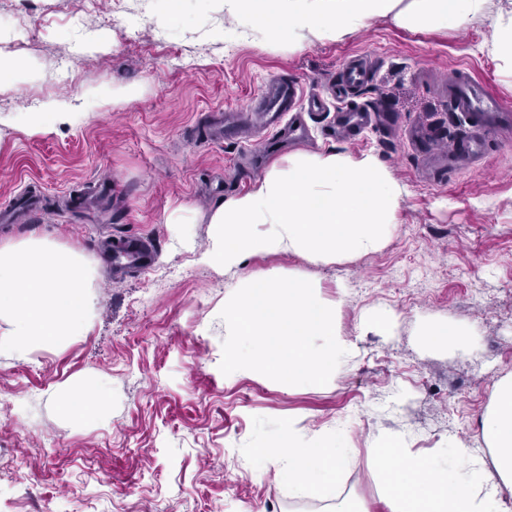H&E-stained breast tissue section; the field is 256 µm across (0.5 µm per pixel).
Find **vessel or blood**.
I'll return each mask as SVG.
<instances>
[{"mask_svg": "<svg viewBox=\"0 0 512 512\" xmlns=\"http://www.w3.org/2000/svg\"><path fill=\"white\" fill-rule=\"evenodd\" d=\"M366 77V69L360 60H350L332 84L331 96L336 97L337 101H344L354 89L365 83ZM444 89L454 109L473 119L467 135L455 142L449 153L451 166L458 167L463 161L478 155L488 135L512 129V109L463 78L452 77ZM327 99L319 94L306 93L298 81L277 80L249 101L240 112L212 113L208 134L212 137L224 136L225 132L234 128L238 118L244 117L250 123L259 125L273 138L277 136L278 128L285 118L300 122L301 117L297 113L299 107H307L311 112H323L327 109ZM154 251V244L149 238L127 237L114 246L112 265L117 269H144L150 265Z\"/></svg>", "mask_w": 512, "mask_h": 512, "instance_id": "obj_1", "label": "vessel or blood"}]
</instances>
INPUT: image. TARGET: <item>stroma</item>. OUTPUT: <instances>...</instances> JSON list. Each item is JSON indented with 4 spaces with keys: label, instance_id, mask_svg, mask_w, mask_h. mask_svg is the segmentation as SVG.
I'll list each match as a JSON object with an SVG mask.
<instances>
[{
    "label": "stroma",
    "instance_id": "obj_1",
    "mask_svg": "<svg viewBox=\"0 0 512 512\" xmlns=\"http://www.w3.org/2000/svg\"><path fill=\"white\" fill-rule=\"evenodd\" d=\"M0 0V58L27 63L0 82V243L43 237L92 257L119 237L148 236L147 272L94 262L96 317L86 335L22 361L0 353V512H318L293 499L255 450L290 419L358 451L341 499L389 512L372 450L401 435L428 457L476 429L494 382L512 372V134L489 136L483 158L456 171L446 155L469 130L440 91L465 73L512 105V72L491 50L495 12L462 27L406 28L378 18L340 41L241 37L220 0ZM27 32L19 34L18 21ZM182 56L193 68L178 70ZM368 81L349 101L379 116L355 138H328L335 112L313 117L304 151L379 157L402 188L398 222L377 252L330 263L288 254L224 270L199 263L207 213L264 174L252 168L263 131L197 144L213 112H232L277 79L326 90L350 57ZM135 100L104 105L106 89ZM26 112H77L31 133ZM192 219L180 245L170 217ZM298 274L340 302L353 359L325 385L284 390L224 377V299L246 278ZM388 314L389 330L372 316ZM449 324L472 347L427 346ZM92 384L106 416L60 415L65 386Z\"/></svg>",
    "mask_w": 512,
    "mask_h": 512
}]
</instances>
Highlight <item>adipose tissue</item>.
<instances>
[{
    "label": "adipose tissue",
    "mask_w": 512,
    "mask_h": 512,
    "mask_svg": "<svg viewBox=\"0 0 512 512\" xmlns=\"http://www.w3.org/2000/svg\"><path fill=\"white\" fill-rule=\"evenodd\" d=\"M490 0H223L237 25L269 41L311 36L340 41L377 17L404 27L463 25L483 17ZM400 185L377 156L297 151L271 162L245 194L214 205L211 246L201 261L231 269L250 255L283 253L327 261L377 251L397 222ZM93 270L72 248L29 238L0 243V351L27 359L33 348L84 335L95 313ZM107 394L69 385L60 412L82 422L103 417ZM478 453L458 443L455 471L418 453L398 451V438L375 448L385 461L391 512H512V374L492 386ZM263 458L298 500H333L356 451L329 435L309 437L282 423ZM498 478L490 480L488 469Z\"/></svg>",
    "instance_id": "obj_1"
}]
</instances>
